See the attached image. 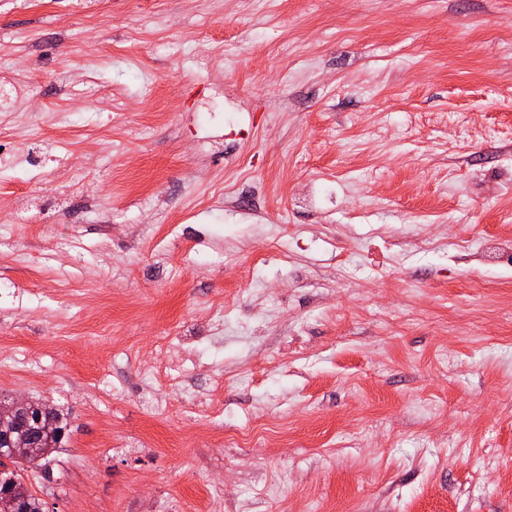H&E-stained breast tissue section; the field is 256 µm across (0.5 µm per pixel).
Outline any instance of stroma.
<instances>
[{"mask_svg": "<svg viewBox=\"0 0 512 512\" xmlns=\"http://www.w3.org/2000/svg\"><path fill=\"white\" fill-rule=\"evenodd\" d=\"M510 26L0 0V398L68 415L46 512H512Z\"/></svg>", "mask_w": 512, "mask_h": 512, "instance_id": "stroma-1", "label": "stroma"}]
</instances>
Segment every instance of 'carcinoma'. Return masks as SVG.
Listing matches in <instances>:
<instances>
[{
	"label": "carcinoma",
	"mask_w": 512,
	"mask_h": 512,
	"mask_svg": "<svg viewBox=\"0 0 512 512\" xmlns=\"http://www.w3.org/2000/svg\"><path fill=\"white\" fill-rule=\"evenodd\" d=\"M67 427L65 414L32 401L21 415H0V449L11 445L37 447L38 453L25 459L37 468L60 447Z\"/></svg>",
	"instance_id": "1"
}]
</instances>
